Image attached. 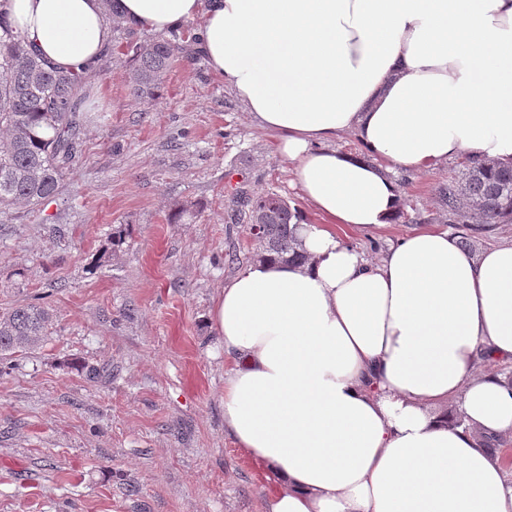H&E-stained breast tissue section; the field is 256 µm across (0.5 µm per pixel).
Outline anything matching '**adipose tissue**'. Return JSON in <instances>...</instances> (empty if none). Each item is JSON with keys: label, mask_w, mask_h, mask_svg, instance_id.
Wrapping results in <instances>:
<instances>
[{"label": "adipose tissue", "mask_w": 512, "mask_h": 512, "mask_svg": "<svg viewBox=\"0 0 512 512\" xmlns=\"http://www.w3.org/2000/svg\"><path fill=\"white\" fill-rule=\"evenodd\" d=\"M126 24L200 19L198 48L321 223L302 261L248 263L211 323L233 357L224 429L268 482L269 512H512V240L465 251L439 229L379 260L344 226L394 222V170L459 155L512 163V0H120ZM54 66L93 69L104 0H0ZM342 131L368 153L332 148Z\"/></svg>", "instance_id": "obj_1"}]
</instances>
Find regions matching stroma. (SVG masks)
Segmentation results:
<instances>
[{"label": "stroma", "instance_id": "35a3bbf8", "mask_svg": "<svg viewBox=\"0 0 512 512\" xmlns=\"http://www.w3.org/2000/svg\"><path fill=\"white\" fill-rule=\"evenodd\" d=\"M78 108L82 155L59 195L0 223V307L42 294L54 315L42 348L0 361V512H267L263 477L224 429L232 361L209 313L238 271L226 254L253 259L248 225L224 221L239 187L305 206L277 137L192 50L147 105L107 52ZM456 166L399 172L403 216L342 239L373 258L421 228L469 236L475 252L511 238L512 224H447L438 187ZM186 202L195 215L169 223ZM116 224L127 243L89 270Z\"/></svg>", "mask_w": 512, "mask_h": 512}]
</instances>
